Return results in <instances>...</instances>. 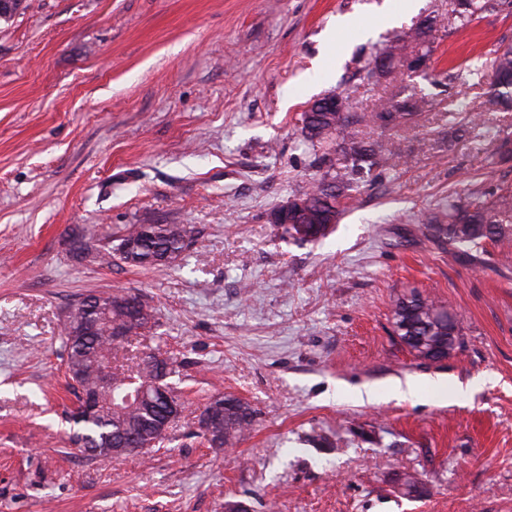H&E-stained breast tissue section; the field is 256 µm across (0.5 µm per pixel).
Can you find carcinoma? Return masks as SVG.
I'll list each match as a JSON object with an SVG mask.
<instances>
[{"mask_svg":"<svg viewBox=\"0 0 512 512\" xmlns=\"http://www.w3.org/2000/svg\"><path fill=\"white\" fill-rule=\"evenodd\" d=\"M455 22L465 25L487 12H512V0H449ZM437 25L429 19L414 32L406 34L376 57L366 70V78H380L390 72L394 60L404 54L426 57L429 53L427 37ZM472 77L490 83L489 105L495 110L512 108V45L497 52L491 65L483 63L467 66L457 75L463 82ZM336 95L326 96L315 102L302 115V134L306 142L320 151L318 162L327 168L329 181L319 182L303 195L309 200V213L299 216L298 223H290L285 233L300 241H314L334 229L330 220H338V198L352 190L364 175L377 167L393 161L400 148L396 141L387 139L365 142L358 139L352 127L365 121L399 132L407 116L421 107L416 93L398 100L392 98L377 108L370 116L354 112L347 98L340 97L342 110L331 111L327 102ZM343 165H336L338 159ZM422 224L436 240L450 249L482 250L486 242L512 235V193L493 194L484 200L448 198V204L438 212L424 215ZM189 227L185 224H156L148 233L142 225L127 224L98 249L100 257L112 262L118 260L131 267H168L176 263L189 243ZM139 309L131 322L127 313L112 310V321L101 324L83 336L74 335L76 325L65 323L62 338L66 353L65 365L74 394L96 387L97 367L116 361L117 346L113 345L110 325L129 326L134 336H141L154 320L152 308L140 297ZM445 307L439 300L419 294L394 301L392 321L406 324L400 334L401 342L414 351L421 341L438 344L440 334L432 331L429 313L418 312L421 307ZM135 365L115 366V376L122 386L114 391L101 393L97 411L68 420L72 425L71 440L82 448H132L134 454H148L164 437L169 423L167 401L156 397L146 404H138L135 393L143 384L157 383L169 394L175 390L167 379L179 372L181 363L173 358H161L153 351H143L134 356ZM222 406L224 416L213 423L215 431L222 434L218 447L232 444L253 424L256 415L253 407L236 397L222 393L209 397L205 407Z\"/></svg>","mask_w":512,"mask_h":512,"instance_id":"cac0c4a2","label":"carcinoma"}]
</instances>
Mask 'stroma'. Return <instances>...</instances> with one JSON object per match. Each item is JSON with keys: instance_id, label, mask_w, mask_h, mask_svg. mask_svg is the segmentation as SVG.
I'll list each match as a JSON object with an SVG mask.
<instances>
[{"instance_id": "obj_1", "label": "stroma", "mask_w": 512, "mask_h": 512, "mask_svg": "<svg viewBox=\"0 0 512 512\" xmlns=\"http://www.w3.org/2000/svg\"><path fill=\"white\" fill-rule=\"evenodd\" d=\"M23 0L0 19V512H512V236L442 247L419 223L452 192L512 185V110L458 66L512 43V14L470 26L448 0ZM387 13L392 21L380 25ZM437 17L422 73L367 81L396 33ZM424 97L402 160L297 242L275 212L326 171L301 114ZM187 224L175 266L118 267L74 243ZM418 290L457 315L461 347L415 359L391 308ZM141 296L186 410L148 456L69 441L62 326L90 293ZM437 380L421 399L344 391ZM256 411L231 448L196 432L208 397ZM415 474L420 489L404 494Z\"/></svg>"}]
</instances>
